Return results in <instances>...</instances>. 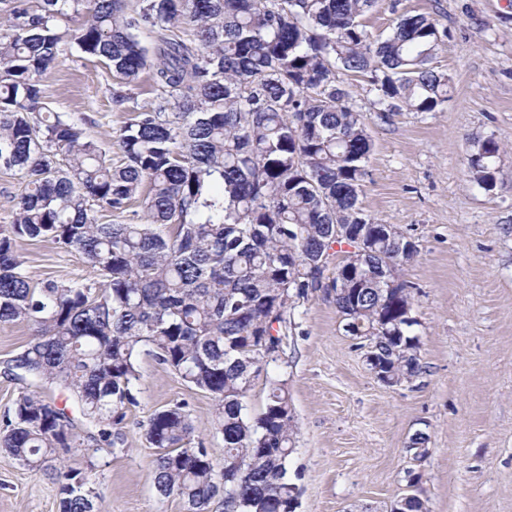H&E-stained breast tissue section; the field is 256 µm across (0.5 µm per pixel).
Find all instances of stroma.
<instances>
[{
  "label": "stroma",
  "instance_id": "stroma-1",
  "mask_svg": "<svg viewBox=\"0 0 512 512\" xmlns=\"http://www.w3.org/2000/svg\"><path fill=\"white\" fill-rule=\"evenodd\" d=\"M405 13L435 16L448 28L434 61L452 79L442 109L403 108L385 119L368 77L344 81L374 144L361 205L418 246L399 277L413 287L423 372L399 387L382 384L332 294L320 289L290 302L279 351L255 377L247 405L260 413L271 381L288 388L297 512H390L411 490L410 470L420 476L412 490L428 512H512V0H377L364 23L371 37H383ZM80 23L75 15L58 23L67 43L41 78L43 101L80 123L117 166V131L161 92L146 74L130 88V101L116 106L110 69L69 41ZM485 138L504 148L489 191L468 172L473 142ZM16 249L34 280L98 278L77 253L51 242L21 238ZM32 333L25 322L0 324V419L28 388L4 368ZM139 371L138 404L118 428L116 452L76 455L71 464L94 471L104 512H186L178 497L155 491L156 450L145 425L184 403L196 441L222 464L213 400L153 356L141 355ZM58 501L56 480L0 452V512H58Z\"/></svg>",
  "mask_w": 512,
  "mask_h": 512
}]
</instances>
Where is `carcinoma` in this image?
Here are the masks:
<instances>
[{"instance_id":"cac0c4a2","label":"carcinoma","mask_w":512,"mask_h":512,"mask_svg":"<svg viewBox=\"0 0 512 512\" xmlns=\"http://www.w3.org/2000/svg\"><path fill=\"white\" fill-rule=\"evenodd\" d=\"M0 14V168L25 177L13 221L0 227V324L26 321L34 334L4 374L71 390L107 445L138 404L139 357L146 353L214 400L211 426L224 460L192 445L185 404L153 414L145 432L157 448L159 496L179 497L186 512H296L288 478L295 428L288 390L270 383L263 410L247 394L286 322L281 288H331L345 330L366 338L381 371L401 383L422 366L410 285L386 288L382 269L410 262L401 236L366 214L359 193L373 143L350 103L339 71L370 74L382 117L405 106L436 112L451 78L433 65L448 29L425 14L403 15L373 41L363 18L376 0H7ZM82 14L71 36L103 60L119 88L141 74L165 92L117 134L124 154L114 167L72 119L47 110L40 79L59 63L58 22ZM185 25L191 38L143 28ZM503 152L492 138L474 142L473 180L495 186ZM139 205L137 223H102ZM348 224L368 244L317 279L322 254L343 245ZM50 241L81 255L101 276L93 283L34 282L16 240ZM0 449L59 484V512H101L92 476L67 457L98 452L74 432L66 413L36 391L21 392L0 426Z\"/></svg>"}]
</instances>
